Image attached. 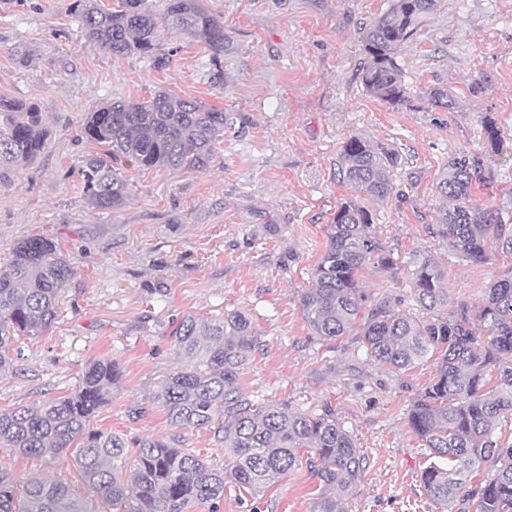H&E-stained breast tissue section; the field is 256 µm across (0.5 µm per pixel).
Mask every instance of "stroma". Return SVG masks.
<instances>
[{
    "mask_svg": "<svg viewBox=\"0 0 512 512\" xmlns=\"http://www.w3.org/2000/svg\"><path fill=\"white\" fill-rule=\"evenodd\" d=\"M72 4L0 0V95L35 102L46 131L39 155L0 187V268L16 242L37 235L53 239L73 266L54 326L15 337L14 365L0 372V409L67 394L92 361L109 356L122 376L96 428L229 464L210 431L175 427L145 399L179 365L171 333L182 317L241 310L260 342L243 394L293 411L331 406L364 455L345 512H439L420 479L429 451L407 424L434 360L402 373L370 360L357 337L322 341L299 298L337 207L352 194L337 163L353 134L401 156L395 196L367 204L397 268L367 267V292L422 316L410 275L432 257L448 269L453 306L473 309L482 288L512 267L494 248L484 262L462 260L430 231L444 204L439 175L451 157L485 143L489 116L508 151L487 164L472 195L512 223V0H439L400 51L411 102L397 110L369 96L358 76L359 27L388 0H203L230 38L223 55L212 59L167 31L162 68L86 42ZM438 86L452 107L431 104ZM161 89L233 114L209 168L129 170L128 203L91 209L80 170L102 147L81 137L89 112ZM0 469L20 482H64L91 512H105L68 457L0 451ZM323 490L303 466L255 496L225 487L219 512H312Z\"/></svg>",
    "mask_w": 512,
    "mask_h": 512,
    "instance_id": "35a3bbf8",
    "label": "stroma"
}]
</instances>
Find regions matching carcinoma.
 <instances>
[{"instance_id": "1", "label": "carcinoma", "mask_w": 512, "mask_h": 512, "mask_svg": "<svg viewBox=\"0 0 512 512\" xmlns=\"http://www.w3.org/2000/svg\"><path fill=\"white\" fill-rule=\"evenodd\" d=\"M437 3L390 0L384 13L361 27V84L394 109L409 104L401 47ZM72 9L87 41L116 57H152L161 67L166 62L157 51L164 29L204 45L215 60L228 40L224 22L201 0H118L112 8L75 0ZM232 123L231 113L168 91L95 110L83 134L106 150L86 158L81 169L88 205L123 207L131 194L126 170L132 167L204 169ZM486 129L485 149L448 161L437 184L448 205L434 222V233L454 254L476 263L487 259L490 245L512 254V226L493 207L472 203V186L482 179L487 157L504 151L495 120L487 119ZM44 139L36 104L0 96V185L41 152ZM398 164V154L359 135L349 136L339 153L342 180L381 202L395 192L392 169ZM370 265L391 270L397 259L384 247L370 211L348 198L329 224L312 286L299 298L311 335L334 341L354 331L371 359L401 372L437 354L435 376L407 413L409 428L429 449L423 488L445 512H512V443H502L496 433L500 419L512 416V270L482 289L471 316L464 308L448 309V272L434 258L423 260L412 272L411 288L428 317L416 320L368 297L360 274ZM72 274L70 259L52 239L35 236L14 245L0 269V372L14 363V337L39 336L56 322L60 293ZM172 342L181 366L157 382L148 403L162 408L176 427L211 431L231 458L229 468L170 441L147 437L130 443L94 428L121 377L110 358L90 363L67 395L0 411V450L25 457L69 455L83 483L112 512H193L199 503L216 508L226 485L258 492L301 465L335 491L321 494L313 512H344L342 502L363 472L364 457L331 406L295 412L241 393V376L258 347L247 314L188 315ZM0 512L91 510L62 482L29 480L17 495L0 471Z\"/></svg>"}]
</instances>
